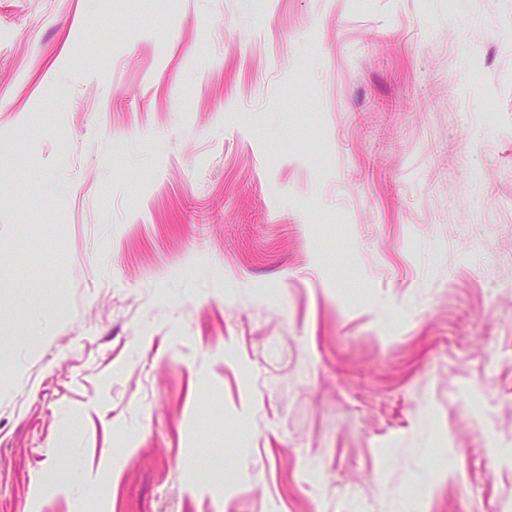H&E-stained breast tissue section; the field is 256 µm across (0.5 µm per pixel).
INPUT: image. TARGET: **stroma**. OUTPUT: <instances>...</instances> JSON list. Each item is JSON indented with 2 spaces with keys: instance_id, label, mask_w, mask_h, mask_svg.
<instances>
[{
  "instance_id": "obj_1",
  "label": "stroma",
  "mask_w": 512,
  "mask_h": 512,
  "mask_svg": "<svg viewBox=\"0 0 512 512\" xmlns=\"http://www.w3.org/2000/svg\"><path fill=\"white\" fill-rule=\"evenodd\" d=\"M511 498L512 0H0V512Z\"/></svg>"
}]
</instances>
